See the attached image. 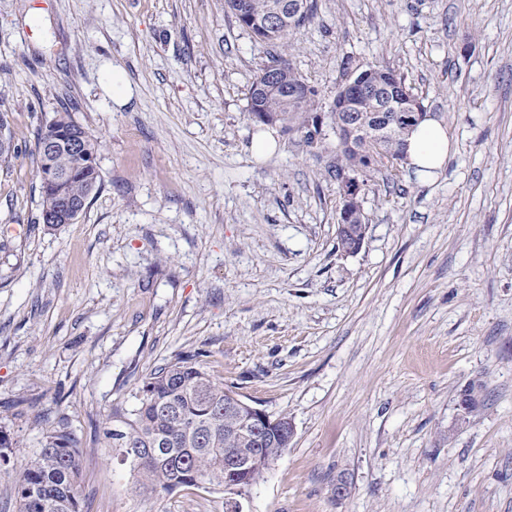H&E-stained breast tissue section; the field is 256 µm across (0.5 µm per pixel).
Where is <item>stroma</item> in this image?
I'll return each mask as SVG.
<instances>
[{"mask_svg":"<svg viewBox=\"0 0 512 512\" xmlns=\"http://www.w3.org/2000/svg\"><path fill=\"white\" fill-rule=\"evenodd\" d=\"M277 53L224 0H0V430L20 460L66 418L84 512H224L221 491L143 493L104 437L194 355L295 426L244 512H512V0H316L287 53L321 104L387 66L452 143L431 181L369 177L353 254L331 127L273 125V155L251 152ZM64 112L101 140L102 184L50 229L35 134Z\"/></svg>","mask_w":512,"mask_h":512,"instance_id":"obj_1","label":"stroma"}]
</instances>
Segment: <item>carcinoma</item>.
Returning <instances> with one entry per match:
<instances>
[{"label": "carcinoma", "mask_w": 512, "mask_h": 512, "mask_svg": "<svg viewBox=\"0 0 512 512\" xmlns=\"http://www.w3.org/2000/svg\"><path fill=\"white\" fill-rule=\"evenodd\" d=\"M271 0H224L225 9L239 26L252 37L273 47H286L293 33L314 16L315 0H301L302 11L284 25L277 37L268 35L264 20ZM392 91L379 97L366 91L346 98L337 89L329 115L336 134V153L342 165L367 174L378 170L379 163L369 158L371 132L356 133L346 128V116L352 112H392L410 114L407 127L416 126L424 117L422 102L407 110L396 89L408 87L406 78L388 67H381ZM281 80V91L266 94L261 86L270 76ZM318 91L284 55L274 57L252 83L248 95V112L252 120L263 124H281L304 134L308 144L315 137L308 128L310 114L318 111ZM62 120L74 123L70 114L59 115L39 127L36 133L38 155L37 176L40 188L39 211L53 204L61 190L73 196H83L91 186H99L100 173L85 165L84 160L68 152H59L46 160L42 141L46 129ZM0 161L16 153L5 113H0ZM403 135L386 138L381 148L387 159L400 158ZM63 171L67 179L58 186L46 178L48 166ZM365 224L358 220L348 223L339 247L351 248L364 237ZM238 398L213 379L199 364L178 357L155 369L144 380L138 405L130 411H115L120 426L105 431V438L121 461L136 472L139 489L153 493L159 489L180 488L224 489V449L234 448L246 457L254 452L273 461L288 448V439L271 434L262 444H256L238 432L246 418V409ZM16 443L9 434L0 431V467L11 464L12 448ZM14 493L18 512H82L80 487L83 477L82 452L79 442L61 418L45 433L41 448L14 467Z\"/></svg>", "instance_id": "cac0c4a2"}]
</instances>
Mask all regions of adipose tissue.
<instances>
[{"label":"adipose tissue","instance_id":"ef3b65f1","mask_svg":"<svg viewBox=\"0 0 512 512\" xmlns=\"http://www.w3.org/2000/svg\"><path fill=\"white\" fill-rule=\"evenodd\" d=\"M449 153L448 130L433 115H426L405 138L406 163L420 180H431L443 170Z\"/></svg>","mask_w":512,"mask_h":512}]
</instances>
